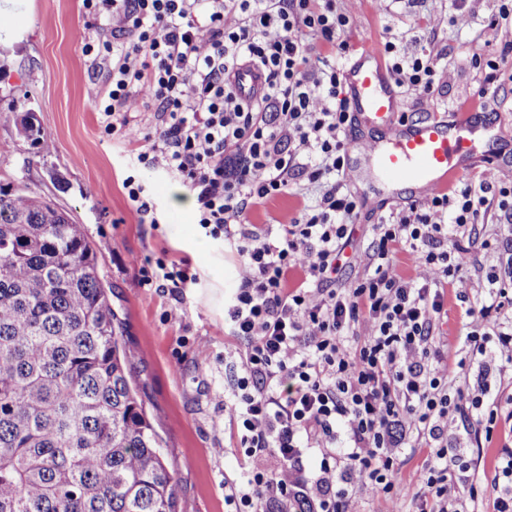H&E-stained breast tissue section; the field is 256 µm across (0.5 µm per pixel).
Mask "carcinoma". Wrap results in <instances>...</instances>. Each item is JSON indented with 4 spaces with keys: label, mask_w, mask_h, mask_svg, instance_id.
Here are the masks:
<instances>
[{
    "label": "carcinoma",
    "mask_w": 512,
    "mask_h": 512,
    "mask_svg": "<svg viewBox=\"0 0 512 512\" xmlns=\"http://www.w3.org/2000/svg\"><path fill=\"white\" fill-rule=\"evenodd\" d=\"M39 153L53 141L33 125ZM83 224L0 186V512H176Z\"/></svg>",
    "instance_id": "cac0c4a2"
}]
</instances>
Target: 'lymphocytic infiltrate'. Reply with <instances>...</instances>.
<instances>
[{
	"instance_id": "obj_1",
	"label": "lymphocytic infiltrate",
	"mask_w": 512,
	"mask_h": 512,
	"mask_svg": "<svg viewBox=\"0 0 512 512\" xmlns=\"http://www.w3.org/2000/svg\"><path fill=\"white\" fill-rule=\"evenodd\" d=\"M82 2L109 20L83 54L107 74L95 100L105 132L132 147L123 181L130 201L140 215L153 212L139 171L163 169L194 193L206 235L247 268L224 311L230 335L246 344L230 422L245 458L272 455L278 466L247 469L225 503L232 512H356L360 493L398 495L392 451L410 441L429 452L416 477L417 512H457L462 463L448 446V419L489 432L498 413L485 384L449 393L439 325L482 208L496 201L500 222L512 223V186L467 181L398 219L380 217L368 274L337 287L359 202L339 179L354 119L336 64L350 49L351 22L336 0ZM380 47L398 86L437 91L431 54L404 53L393 37ZM243 64L262 76L259 98H241L229 80ZM138 110L153 115L148 146L131 123ZM303 180L316 198L278 235L251 224L257 205ZM401 251L434 280L398 274ZM137 275L174 291L197 279L188 261L163 258L138 265ZM487 282L488 298L466 310L465 340L473 353L512 364V328L499 324L512 283L494 268ZM363 320L372 333L359 340ZM340 428L338 453L331 444ZM312 452L320 461L308 477L300 463Z\"/></svg>"
}]
</instances>
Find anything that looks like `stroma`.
Segmentation results:
<instances>
[{
    "label": "stroma",
    "instance_id": "obj_1",
    "mask_svg": "<svg viewBox=\"0 0 512 512\" xmlns=\"http://www.w3.org/2000/svg\"><path fill=\"white\" fill-rule=\"evenodd\" d=\"M337 5L354 22L348 35L352 50L391 33L409 53L427 37V49L440 56L441 93L399 91V111L413 121L477 98L485 82L472 66L473 51L495 54L512 42V22L496 21L495 0H465L460 7L454 0H425L416 16L400 0H338ZM0 11L12 17L11 27L0 32V183L27 185L86 225L120 322L119 337L132 355L131 375L179 482L177 512H225L224 485L238 480L244 467L229 408L245 346L225 335L224 306L246 268L222 242L206 237L195 222L191 193L162 172L145 174L159 222H141L122 187L130 148L104 134L103 117L93 109L105 89L104 74L83 47L97 42L100 28L83 17L79 0H0ZM29 111L54 143L51 156L39 157L18 133L17 124ZM314 197L307 189L277 197L251 220L277 229ZM378 218L373 204L364 203L340 282L365 272ZM475 232L467 271L448 291V318L440 326L452 349L460 348L467 332V304L483 297L489 267L512 243V226L500 223L493 207ZM158 257L187 258L198 269V282L182 288L180 299L168 289L140 285L135 263ZM453 378L463 387L485 379L498 406L491 446L459 487L465 512H490L497 494L490 459L512 426L507 421L512 368L493 362L483 375L467 366ZM427 459L426 451L399 449L400 496L389 502L360 495L358 512H415V473Z\"/></svg>",
    "mask_w": 512,
    "mask_h": 512
}]
</instances>
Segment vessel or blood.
I'll return each instance as SVG.
<instances>
[{
    "instance_id": "obj_1",
    "label": "vessel or blood",
    "mask_w": 512,
    "mask_h": 512,
    "mask_svg": "<svg viewBox=\"0 0 512 512\" xmlns=\"http://www.w3.org/2000/svg\"><path fill=\"white\" fill-rule=\"evenodd\" d=\"M232 83L246 96L261 90L258 72L247 66L233 73ZM343 83L357 124L381 134L368 167L391 196L415 195L428 188L447 191L471 170L478 156L498 166L512 163V143L504 136H492L476 120L479 104L468 105L452 120L439 116L411 122L398 119V88L378 43L365 45L349 60Z\"/></svg>"
}]
</instances>
